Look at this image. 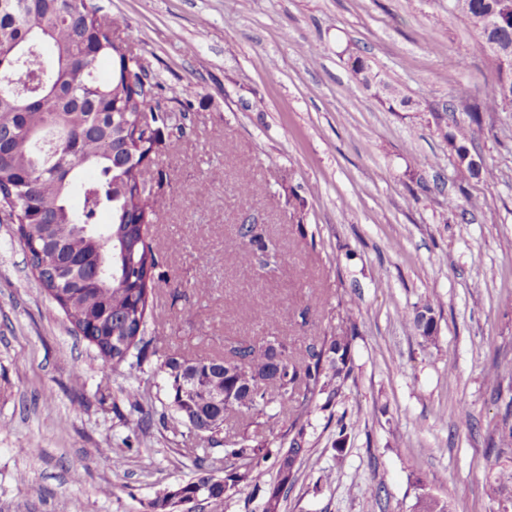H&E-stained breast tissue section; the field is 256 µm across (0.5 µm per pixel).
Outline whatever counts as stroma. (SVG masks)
I'll return each mask as SVG.
<instances>
[{"instance_id": "stroma-1", "label": "stroma", "mask_w": 512, "mask_h": 512, "mask_svg": "<svg viewBox=\"0 0 512 512\" xmlns=\"http://www.w3.org/2000/svg\"><path fill=\"white\" fill-rule=\"evenodd\" d=\"M98 2L189 106L187 135L149 173L172 200L151 230L158 353L139 368L103 363L0 223V512H146L156 490L193 475L195 439L171 428L162 356L272 337L299 356L350 328L353 371L331 408L305 407L298 391L273 402L277 428L224 425L275 448L301 418L307 453L282 512H418L425 493L450 512H500L486 485L512 465V445L489 451L512 401V107L483 114L473 141L492 177L459 185L441 118L450 108L466 121L459 89L481 97L497 78L467 20L449 0ZM352 54L391 86L389 102L353 84ZM247 182L263 190L248 205ZM452 200L476 206L462 219ZM243 224L263 243L248 267ZM426 305L429 340L404 319ZM132 385L144 393L134 409Z\"/></svg>"}]
</instances>
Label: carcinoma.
<instances>
[{
	"label": "carcinoma",
	"instance_id": "carcinoma-1",
	"mask_svg": "<svg viewBox=\"0 0 512 512\" xmlns=\"http://www.w3.org/2000/svg\"><path fill=\"white\" fill-rule=\"evenodd\" d=\"M0 71L14 89L0 93V202L17 224L20 243L30 267L74 331L93 346L100 359L116 368L128 362L123 350H136V365L148 358L155 337H134L147 325L157 281L159 257L148 242L150 226L158 223L161 197L146 191L141 162L153 145L169 148L184 134V126L165 121L152 111L161 86L145 84L146 72L124 42L112 41L119 17L106 20L95 0H0ZM500 0H469L465 13L485 49L495 43L512 48V16L507 25L488 30L486 19L499 11ZM25 49L15 64L14 49ZM111 73H99L102 60ZM354 82L366 89L375 75L365 59L351 58ZM467 100L471 124L442 128L443 138L456 148L457 176L467 183L489 173L482 157L470 154L472 125L481 113L512 106V70L497 65V80L484 97ZM78 187L80 206L70 203ZM111 222L101 229L98 216ZM354 331L326 336L309 346L295 364L288 344L266 342L235 349L237 365L225 366L224 356H205L188 364L176 356L157 367L172 420L194 432L202 453L194 454V479L156 492L147 512H176L179 503L203 502L224 512L228 492L239 487L263 491V512H281L283 493L295 482L306 453L305 426L288 424L286 448L246 432L229 440L224 420L250 413L274 427L279 414L267 411L265 378L279 372V391L287 397L298 388L305 401L326 395L331 401L348 379ZM222 448L219 467L213 452ZM275 458V484L261 488L262 464ZM512 493V468L502 467L488 487L496 500Z\"/></svg>",
	"mask_w": 512,
	"mask_h": 512
}]
</instances>
